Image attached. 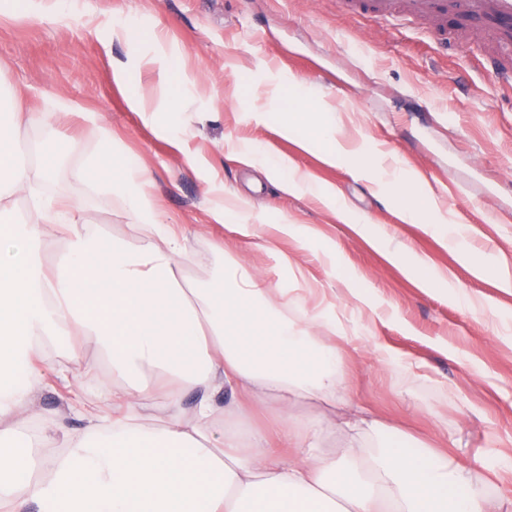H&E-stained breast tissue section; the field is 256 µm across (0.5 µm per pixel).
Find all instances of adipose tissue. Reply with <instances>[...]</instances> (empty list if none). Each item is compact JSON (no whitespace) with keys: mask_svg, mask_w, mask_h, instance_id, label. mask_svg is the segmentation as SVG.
Masks as SVG:
<instances>
[{"mask_svg":"<svg viewBox=\"0 0 512 512\" xmlns=\"http://www.w3.org/2000/svg\"><path fill=\"white\" fill-rule=\"evenodd\" d=\"M77 103L36 115L0 114V221L24 191L33 212L0 235V507L25 512H502L472 482L456 457L413 449L393 439L394 426L344 396L333 323L317 315L284 316L277 292L255 273L234 287L223 278L188 283L186 239L162 219L147 190L150 174L124 158L111 130L93 113L97 147L74 171L78 180L120 198L144 231L137 243L107 239L84 220L72 199L43 201L37 180L51 178L57 157L45 145L37 166L23 161L20 130L57 129ZM315 100L299 104L292 125L307 146L341 158L336 123L318 117ZM264 163L288 192H307L329 205L335 194L301 174L288 158ZM65 243L46 257L51 232ZM95 342L111 363L98 371L97 411L78 432L44 446L42 479H19L33 439L23 428L39 416L38 372L49 349L71 340ZM27 373L26 384L12 381ZM222 389L278 406L275 437L224 426L212 399ZM200 392L185 412L186 391ZM318 407L298 426V401ZM339 434L340 450L325 448Z\"/></svg>","mask_w":512,"mask_h":512,"instance_id":"1","label":"adipose tissue"}]
</instances>
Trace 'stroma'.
<instances>
[{
  "instance_id": "obj_1",
  "label": "stroma",
  "mask_w": 512,
  "mask_h": 512,
  "mask_svg": "<svg viewBox=\"0 0 512 512\" xmlns=\"http://www.w3.org/2000/svg\"><path fill=\"white\" fill-rule=\"evenodd\" d=\"M60 8V20L44 6L25 12L20 0L0 8V68L27 87L23 111L52 112L68 100L97 113L122 152L151 172L148 192L187 239L188 279L209 280L219 248L227 279L259 273L282 289L287 316L300 307L335 322L352 402L412 446L466 460L475 483L512 502V89L482 67L492 48L471 39L476 23L449 19L441 48L429 22L354 18L340 0H62ZM125 23L139 27L140 40L113 37ZM117 65L136 77L149 111H130L126 88L112 79ZM168 66L182 89L175 112L172 83L159 76ZM291 80L339 116L346 158L328 163L301 136L281 135L280 89ZM50 139L62 165L42 197L72 198L106 238L136 242L122 201L73 177L96 147L95 129L73 121L53 135L38 125L24 131L28 143ZM248 144L290 158L335 191L338 207L284 191L241 160ZM362 150L383 174L401 170L428 186L429 224L408 222L350 160ZM349 212L374 237L350 226ZM450 218L468 229L460 255L430 229ZM378 236L436 282L393 260ZM466 254L487 275L475 276ZM81 356L61 376V354H45L38 427L47 434L81 429L98 405L83 367L98 350L84 343ZM75 388L82 399L73 409Z\"/></svg>"
}]
</instances>
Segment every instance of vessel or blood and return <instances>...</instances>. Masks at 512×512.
Segmentation results:
<instances>
[{"mask_svg":"<svg viewBox=\"0 0 512 512\" xmlns=\"http://www.w3.org/2000/svg\"><path fill=\"white\" fill-rule=\"evenodd\" d=\"M347 7L387 23L417 17L444 22L452 15L480 19L495 44L489 68L500 84L512 88V0H349Z\"/></svg>","mask_w":512,"mask_h":512,"instance_id":"obj_1","label":"vessel or blood"}]
</instances>
